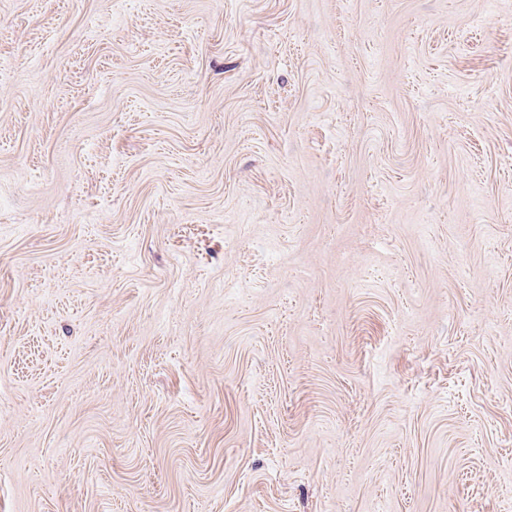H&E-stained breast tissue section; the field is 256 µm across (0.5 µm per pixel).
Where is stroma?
<instances>
[{
  "label": "stroma",
  "instance_id": "obj_1",
  "mask_svg": "<svg viewBox=\"0 0 512 512\" xmlns=\"http://www.w3.org/2000/svg\"><path fill=\"white\" fill-rule=\"evenodd\" d=\"M0 512H512V0H0Z\"/></svg>",
  "mask_w": 512,
  "mask_h": 512
}]
</instances>
